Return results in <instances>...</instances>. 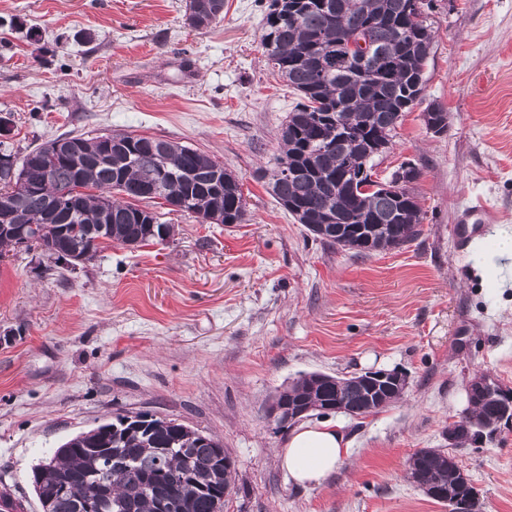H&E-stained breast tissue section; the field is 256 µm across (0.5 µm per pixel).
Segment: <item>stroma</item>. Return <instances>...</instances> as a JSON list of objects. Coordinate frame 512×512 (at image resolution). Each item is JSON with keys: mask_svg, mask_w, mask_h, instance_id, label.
<instances>
[{"mask_svg": "<svg viewBox=\"0 0 512 512\" xmlns=\"http://www.w3.org/2000/svg\"><path fill=\"white\" fill-rule=\"evenodd\" d=\"M271 0H224L198 29L185 0H0L1 137L25 154L68 133L162 137L237 173L239 224L165 215L174 233L103 244L77 269L39 249L0 258V489L41 512L32 467L66 440L148 412L219 439L237 480L224 512H449L407 477L485 372L512 389V257L459 250L466 210L512 236V0H431L422 100L373 159L381 179L420 172V235L357 258L310 234L262 173L299 100L260 45ZM448 114L440 135L427 106ZM406 375L378 413L312 412L348 453L326 481L297 485L277 462L288 427L265 417L301 375ZM482 512H512V426L456 453Z\"/></svg>", "mask_w": 512, "mask_h": 512, "instance_id": "stroma-1", "label": "stroma"}]
</instances>
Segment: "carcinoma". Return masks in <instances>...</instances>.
<instances>
[{
    "mask_svg": "<svg viewBox=\"0 0 512 512\" xmlns=\"http://www.w3.org/2000/svg\"><path fill=\"white\" fill-rule=\"evenodd\" d=\"M413 0H271L261 44L273 67L302 99L280 131L281 153L266 171L279 204H293L291 215L323 243L356 255L400 247L420 234L423 221L417 197L407 184L399 193H354L340 183L344 160L365 155L379 140L391 142L403 113L418 103L413 88L432 44L427 21L408 20ZM187 7L205 17L207 25L221 18L214 0H190ZM426 128L448 127V112L429 106ZM112 159L105 160L104 136L77 135L83 145L80 168L59 158L48 141L18 157L0 151V204L11 209V223L40 232L33 243L50 239L65 248L80 247L84 262L93 260L102 243L143 245L155 240L135 202L146 199L145 185L156 186L155 197L170 201L179 192L198 218L218 215L222 224H239L245 216L241 180L220 168V162L176 141L134 133L111 134ZM37 154L48 178L25 171L28 156ZM299 170L298 176L285 170ZM40 184L21 189L23 173ZM120 195L112 199V192ZM346 224H374L368 244L355 233L336 235ZM341 396L354 416L376 413L401 398L391 387L380 401L352 376L318 383L306 375L276 394L290 406H323ZM454 428L468 436L466 426L492 424L500 406L478 394ZM117 414L63 444L37 475L40 503L49 512H83L94 502L102 512H157L169 498L174 512H224L223 495L231 491L237 471L219 456L216 439L175 419L155 418L141 430L124 424ZM452 454L421 448L409 459L410 476L428 489L451 485L461 500L476 497L470 480ZM178 474L182 479L170 481Z\"/></svg>",
    "mask_w": 512,
    "mask_h": 512,
    "instance_id": "carcinoma-1",
    "label": "carcinoma"
}]
</instances>
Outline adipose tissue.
I'll list each match as a JSON object with an SVG mask.
<instances>
[{"label":"adipose tissue","mask_w":512,"mask_h":512,"mask_svg":"<svg viewBox=\"0 0 512 512\" xmlns=\"http://www.w3.org/2000/svg\"><path fill=\"white\" fill-rule=\"evenodd\" d=\"M348 450L340 425L320 420L300 425L279 454V463L294 482L318 484L335 471Z\"/></svg>","instance_id":"1"}]
</instances>
